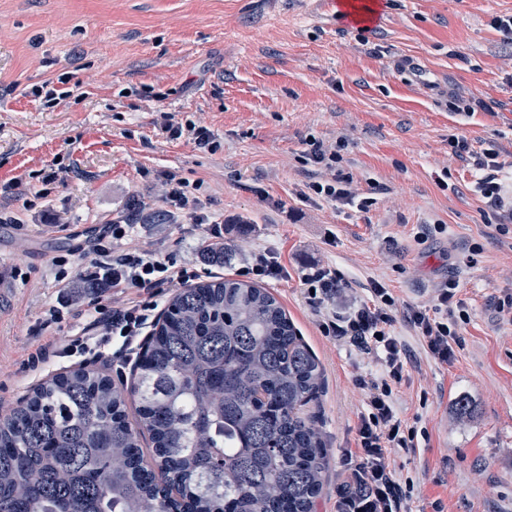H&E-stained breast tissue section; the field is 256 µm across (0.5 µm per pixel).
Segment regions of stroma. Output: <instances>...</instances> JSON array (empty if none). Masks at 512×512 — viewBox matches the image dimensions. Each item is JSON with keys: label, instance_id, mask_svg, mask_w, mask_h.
<instances>
[{"label": "stroma", "instance_id": "stroma-1", "mask_svg": "<svg viewBox=\"0 0 512 512\" xmlns=\"http://www.w3.org/2000/svg\"><path fill=\"white\" fill-rule=\"evenodd\" d=\"M296 2L0 0V416L40 381L28 369L38 348L126 302L111 289L59 307L53 261L79 274L137 201L170 221L134 228L119 249L151 236L198 280L233 277L252 250L281 252L288 274L267 288L323 369L307 407L330 458L317 512H336L346 479L364 406L353 377L382 367L322 334L300 282L311 263L341 273L335 304L366 297L374 280L397 300L394 332L413 361L394 402L417 437L392 458L414 481L412 512H512V322L497 308L512 296V177L492 207L473 160L494 145L512 164V39L493 26L512 0H377L368 24L341 15L339 0ZM61 78L69 97L50 107L35 96ZM462 100L474 111L459 112ZM162 109L207 128L212 147L166 138ZM454 136L469 156L451 155ZM340 138L339 168L367 209L303 196L317 177L301 161L306 140ZM167 171L201 182L228 269L202 260L205 227L166 203ZM451 276L470 318L447 365L407 312ZM463 396L473 413L461 420Z\"/></svg>", "mask_w": 512, "mask_h": 512}]
</instances>
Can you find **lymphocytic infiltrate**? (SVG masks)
<instances>
[{
    "label": "lymphocytic infiltrate",
    "instance_id": "1",
    "mask_svg": "<svg viewBox=\"0 0 512 512\" xmlns=\"http://www.w3.org/2000/svg\"><path fill=\"white\" fill-rule=\"evenodd\" d=\"M344 146L341 139L331 146L308 140L303 157L321 172L320 179L307 185L310 195L331 202L355 199L350 176L338 168ZM130 230V225L118 221L106 225L83 272L84 277L105 287L127 292L126 303L113 311L106 324L90 321L81 335L68 343L39 348L33 363L97 353L111 345L116 346L118 353L133 354L138 339L146 335L158 318L159 290L194 279V271L160 257L154 241H145L132 252L114 250V242L122 240ZM301 284L309 292L307 302L325 335L336 337L360 354L380 357L384 365L380 375L354 377L355 385L365 395V409L358 418L355 447L345 453L350 474L339 492L336 512H409L412 484L398 478L390 461L392 449L412 447L414 441L413 436L404 433L392 398L393 383L401 381L412 361L408 346L393 332L396 300L385 284L375 280L369 288L368 300L343 309L330 308L329 302L343 280L336 270L320 264L305 268ZM457 286L455 279H446L435 288L431 308L412 310L409 317L428 353L445 364L456 358L455 325L468 318L464 310L454 318L448 315Z\"/></svg>",
    "mask_w": 512,
    "mask_h": 512
}]
</instances>
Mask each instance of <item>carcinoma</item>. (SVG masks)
<instances>
[{
  "instance_id": "obj_1",
  "label": "carcinoma",
  "mask_w": 512,
  "mask_h": 512,
  "mask_svg": "<svg viewBox=\"0 0 512 512\" xmlns=\"http://www.w3.org/2000/svg\"><path fill=\"white\" fill-rule=\"evenodd\" d=\"M134 371L51 375L0 417V512H313L329 458L302 408L322 372L273 294L181 289Z\"/></svg>"
}]
</instances>
